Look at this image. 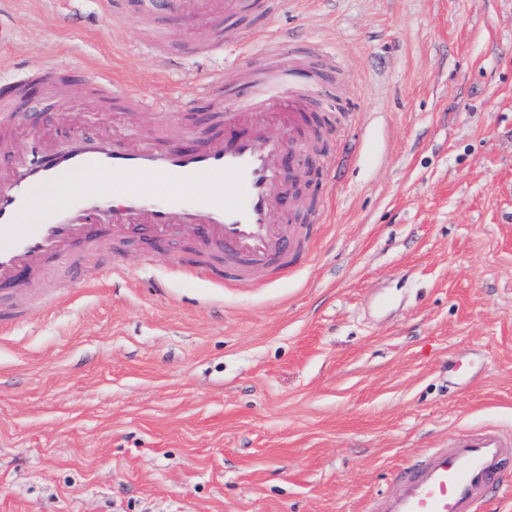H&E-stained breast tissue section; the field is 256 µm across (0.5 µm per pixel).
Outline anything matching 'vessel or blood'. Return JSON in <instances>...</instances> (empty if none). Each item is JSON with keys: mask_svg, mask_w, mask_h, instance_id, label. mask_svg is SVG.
<instances>
[{"mask_svg": "<svg viewBox=\"0 0 512 512\" xmlns=\"http://www.w3.org/2000/svg\"><path fill=\"white\" fill-rule=\"evenodd\" d=\"M239 6L240 0H165L169 13L201 11L215 22ZM307 107L302 93L275 91L260 77L243 102L226 109L231 134L199 148L119 140L58 149L33 140L20 174L0 183V286L44 272L75 244L159 243L182 224L196 227L201 244L224 250L222 265L193 267L189 276L229 288L290 269L305 245H285L280 226L270 221L284 196V154L265 116L278 113L293 128ZM49 185L60 189L58 201L36 209L35 192ZM511 448L512 436L498 428L470 430L403 472L398 489L374 499L371 512H476L504 479Z\"/></svg>", "mask_w": 512, "mask_h": 512, "instance_id": "b4317fda", "label": "vessel or blood"}]
</instances>
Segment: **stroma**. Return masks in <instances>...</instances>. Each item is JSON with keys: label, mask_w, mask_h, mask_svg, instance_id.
I'll return each mask as SVG.
<instances>
[{"label": "stroma", "mask_w": 512, "mask_h": 512, "mask_svg": "<svg viewBox=\"0 0 512 512\" xmlns=\"http://www.w3.org/2000/svg\"><path fill=\"white\" fill-rule=\"evenodd\" d=\"M50 61L66 92L9 105L1 172L35 131L221 132L193 86L229 105L270 67L318 74L321 137L308 254L266 285L190 278L182 233L0 291V512H368L427 449L512 430V0H277L216 35L142 0H0V81ZM114 78L151 110L89 114Z\"/></svg>", "instance_id": "stroma-1"}]
</instances>
